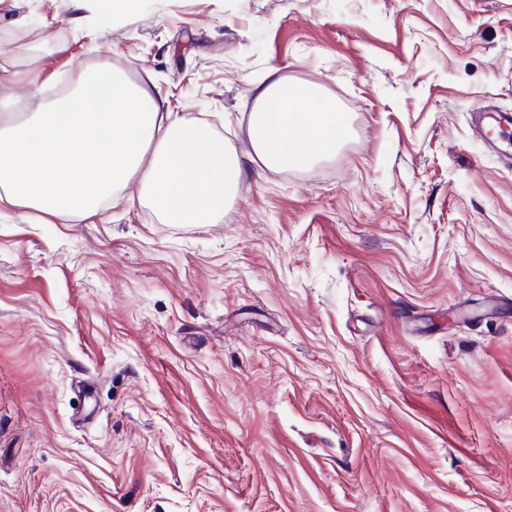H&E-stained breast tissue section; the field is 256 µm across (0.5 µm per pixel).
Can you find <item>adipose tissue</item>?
Returning <instances> with one entry per match:
<instances>
[{"instance_id": "adipose-tissue-1", "label": "adipose tissue", "mask_w": 512, "mask_h": 512, "mask_svg": "<svg viewBox=\"0 0 512 512\" xmlns=\"http://www.w3.org/2000/svg\"><path fill=\"white\" fill-rule=\"evenodd\" d=\"M343 127L333 99L275 68L248 119L256 160L275 169L332 156ZM242 175L208 126L116 73L81 76L72 94L29 117L0 113V203L47 217L94 215L135 179L172 222L206 224Z\"/></svg>"}]
</instances>
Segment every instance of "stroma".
I'll list each match as a JSON object with an SVG mask.
<instances>
[{
    "mask_svg": "<svg viewBox=\"0 0 512 512\" xmlns=\"http://www.w3.org/2000/svg\"><path fill=\"white\" fill-rule=\"evenodd\" d=\"M0 0V110L113 69L243 168L209 224L138 182L0 209V512H512V0ZM345 113L251 160L268 70ZM473 113L478 117L477 120L472 119L473 127H472V135L475 139H483L486 141H495L494 131L488 124V119H492L496 122L497 126L501 129L502 125L510 123V117L502 116L498 114V118L492 116V112H490L487 107L483 103H479L473 107Z\"/></svg>",
    "mask_w": 512,
    "mask_h": 512,
    "instance_id": "obj_1",
    "label": "stroma"
}]
</instances>
